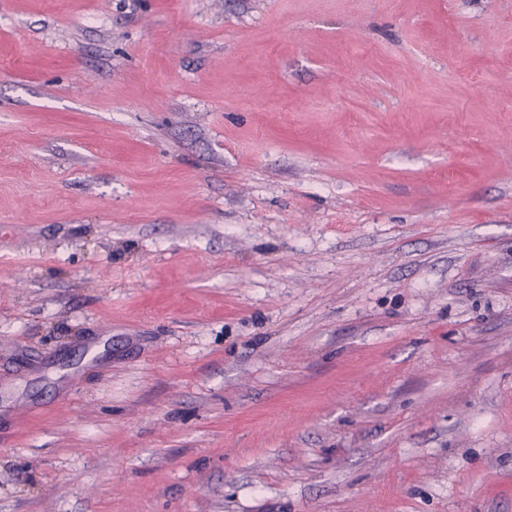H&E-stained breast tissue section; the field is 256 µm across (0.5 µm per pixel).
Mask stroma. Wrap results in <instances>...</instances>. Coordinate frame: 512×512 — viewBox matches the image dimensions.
Segmentation results:
<instances>
[{
	"label": "stroma",
	"instance_id": "35a3bbf8",
	"mask_svg": "<svg viewBox=\"0 0 512 512\" xmlns=\"http://www.w3.org/2000/svg\"><path fill=\"white\" fill-rule=\"evenodd\" d=\"M0 512H512V0H0Z\"/></svg>",
	"mask_w": 512,
	"mask_h": 512
}]
</instances>
